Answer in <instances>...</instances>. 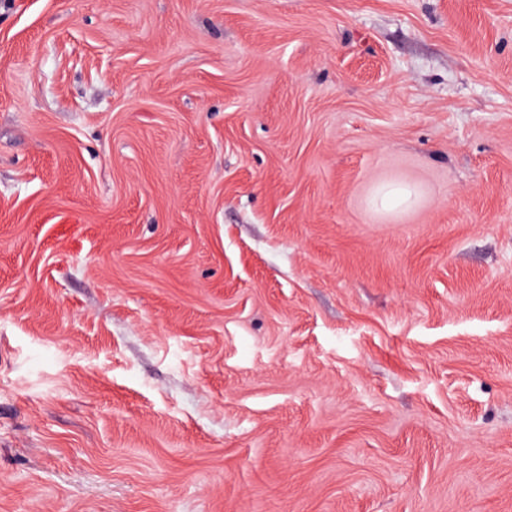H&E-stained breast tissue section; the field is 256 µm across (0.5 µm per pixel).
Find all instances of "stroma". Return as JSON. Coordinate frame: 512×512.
I'll return each instance as SVG.
<instances>
[{"label":"stroma","mask_w":512,"mask_h":512,"mask_svg":"<svg viewBox=\"0 0 512 512\" xmlns=\"http://www.w3.org/2000/svg\"><path fill=\"white\" fill-rule=\"evenodd\" d=\"M0 512H512V0H0Z\"/></svg>","instance_id":"1"}]
</instances>
